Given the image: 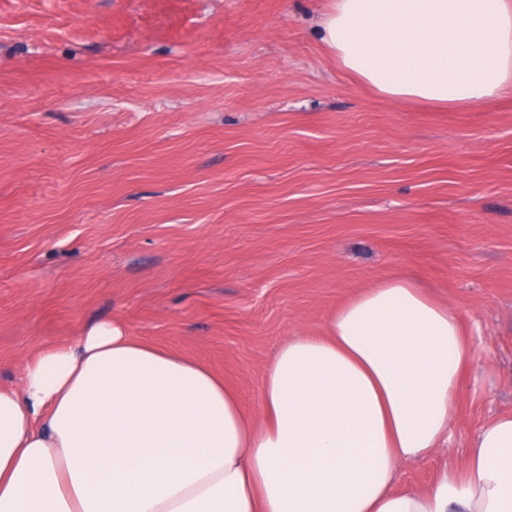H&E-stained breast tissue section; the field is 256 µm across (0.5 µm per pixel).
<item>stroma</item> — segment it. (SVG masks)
<instances>
[{"instance_id": "35a3bbf8", "label": "stroma", "mask_w": 512, "mask_h": 512, "mask_svg": "<svg viewBox=\"0 0 512 512\" xmlns=\"http://www.w3.org/2000/svg\"><path fill=\"white\" fill-rule=\"evenodd\" d=\"M331 0H0V385L97 320L257 410L283 340L415 277L489 369L446 453L512 414V95L392 102L342 69Z\"/></svg>"}]
</instances>
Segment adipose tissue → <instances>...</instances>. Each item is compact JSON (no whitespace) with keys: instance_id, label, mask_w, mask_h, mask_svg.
I'll use <instances>...</instances> for the list:
<instances>
[{"instance_id":"adipose-tissue-1","label":"adipose tissue","mask_w":512,"mask_h":512,"mask_svg":"<svg viewBox=\"0 0 512 512\" xmlns=\"http://www.w3.org/2000/svg\"><path fill=\"white\" fill-rule=\"evenodd\" d=\"M322 40L391 100L466 107L512 91V0H333ZM454 310L411 278L359 290L288 337L257 411L206 365L92 325L0 385V512H512V415L421 490L480 364Z\"/></svg>"}]
</instances>
